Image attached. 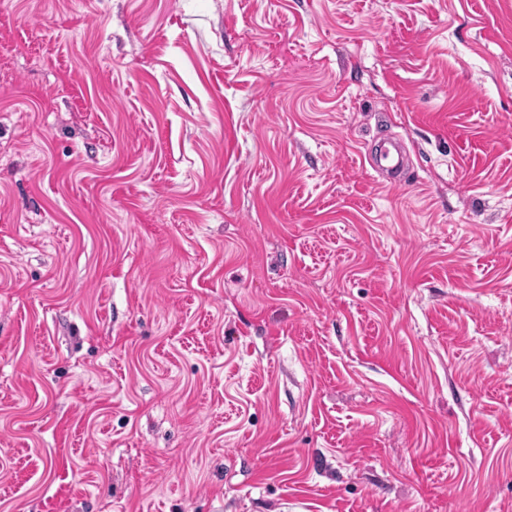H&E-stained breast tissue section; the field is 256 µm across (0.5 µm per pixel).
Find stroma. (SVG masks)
Instances as JSON below:
<instances>
[{
  "mask_svg": "<svg viewBox=\"0 0 512 512\" xmlns=\"http://www.w3.org/2000/svg\"><path fill=\"white\" fill-rule=\"evenodd\" d=\"M0 512H512V0H0Z\"/></svg>",
  "mask_w": 512,
  "mask_h": 512,
  "instance_id": "obj_1",
  "label": "stroma"
}]
</instances>
